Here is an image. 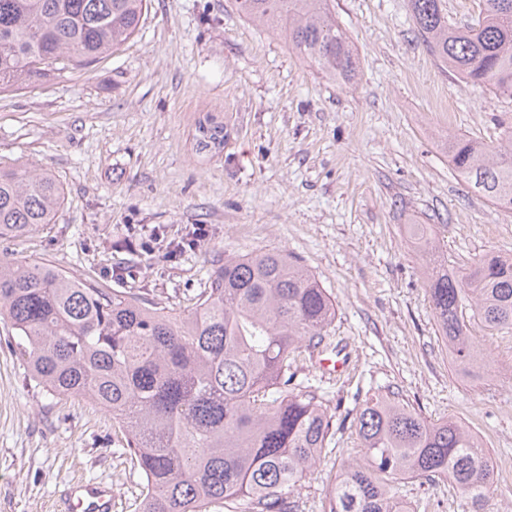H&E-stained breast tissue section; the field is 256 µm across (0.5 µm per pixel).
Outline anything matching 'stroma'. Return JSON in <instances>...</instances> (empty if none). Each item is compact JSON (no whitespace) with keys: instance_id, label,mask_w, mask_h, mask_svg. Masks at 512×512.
<instances>
[{"instance_id":"35a3bbf8","label":"stroma","mask_w":512,"mask_h":512,"mask_svg":"<svg viewBox=\"0 0 512 512\" xmlns=\"http://www.w3.org/2000/svg\"><path fill=\"white\" fill-rule=\"evenodd\" d=\"M358 57L347 85L329 81L236 0H151L136 35L82 71L0 93V167L50 170L64 188L55 224L0 255L46 262L104 287L182 309L225 259L283 250L336 302L320 346L303 348L295 381L335 426L298 490L323 512L327 480L360 454L361 404L395 392L436 421L475 424L494 461L512 459V333L475 331L488 370L454 374L407 234L428 225L449 267L512 255V213L453 171L441 143L488 142L512 101L467 85L420 42L408 0H334ZM224 123V147L197 154L199 119ZM207 236L173 248L194 225ZM0 322V512H59L88 483L111 487L113 512H140L143 478L125 426L78 396L36 384ZM347 367L323 373L320 350ZM410 505L465 512L450 482L408 480Z\"/></svg>"}]
</instances>
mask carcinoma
Wrapping results in <instances>:
<instances>
[{"label": "carcinoma", "instance_id": "cac0c4a2", "mask_svg": "<svg viewBox=\"0 0 512 512\" xmlns=\"http://www.w3.org/2000/svg\"><path fill=\"white\" fill-rule=\"evenodd\" d=\"M258 26L332 81L352 82L358 58L333 0H237ZM482 19L448 21L443 0H409L426 48L465 82L512 99V0H485ZM148 0H0V93L83 70L131 39ZM496 144L445 141L459 177L512 212V123ZM224 145V124H199L197 150ZM64 190L45 169L0 168V240L56 222ZM409 231L427 256L426 283L452 370L486 368L473 326L512 332V258L448 269L424 225ZM336 303L281 251L227 259L188 310L68 275L49 263L0 258V321L29 376L58 396L80 395L127 425L125 450L143 477L141 512H293L289 496L320 461L334 416L292 388L295 353L320 343ZM361 448L329 483L324 512H411L404 480L444 479L467 512H485L497 482L490 449L464 422L431 421L395 393L356 414Z\"/></svg>", "mask_w": 512, "mask_h": 512}]
</instances>
